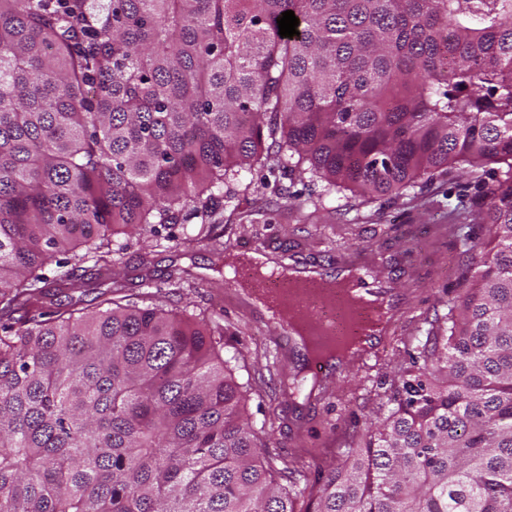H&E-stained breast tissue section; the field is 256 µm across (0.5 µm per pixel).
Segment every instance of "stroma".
<instances>
[{
  "label": "stroma",
  "mask_w": 512,
  "mask_h": 512,
  "mask_svg": "<svg viewBox=\"0 0 512 512\" xmlns=\"http://www.w3.org/2000/svg\"><path fill=\"white\" fill-rule=\"evenodd\" d=\"M257 178V189L217 204L211 240L185 244L186 232L200 224L196 218L130 240L117 235L129 247L111 281L71 296L88 307L111 286L141 294L150 278L159 286L156 304L188 307L223 327L224 355L233 359L239 382L251 384L247 412L270 457L288 463L301 484L311 485L336 466L353 431L380 416L382 403L400 384L408 350L425 341L435 316L446 313V300L462 295L458 275L467 256L448 227L475 208V194L458 166L426 187L373 200L348 190L324 198L321 183L292 182L267 169ZM216 240L223 253L214 251ZM251 250L286 264L365 265L389 279L401 308L376 343L377 359L313 383L310 399L287 400L293 376L307 370L304 354L291 339L278 350L275 339L283 328L270 326L241 287L225 281L223 255ZM181 271L185 281L171 287L168 276Z\"/></svg>",
  "instance_id": "stroma-1"
}]
</instances>
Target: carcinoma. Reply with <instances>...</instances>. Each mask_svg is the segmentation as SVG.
Returning a JSON list of instances; mask_svg holds the SVG:
<instances>
[{"label": "carcinoma", "mask_w": 512, "mask_h": 512, "mask_svg": "<svg viewBox=\"0 0 512 512\" xmlns=\"http://www.w3.org/2000/svg\"><path fill=\"white\" fill-rule=\"evenodd\" d=\"M292 10L299 34L279 35ZM453 165L486 236L387 416L284 486L205 317L82 288L118 230L255 168L399 195ZM0 512H512V0H0Z\"/></svg>", "instance_id": "cac0c4a2"}]
</instances>
